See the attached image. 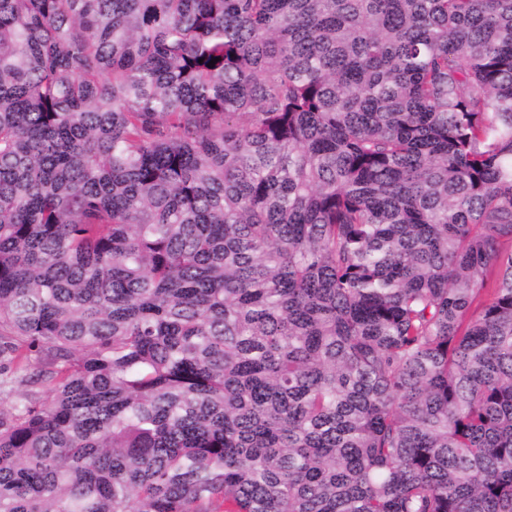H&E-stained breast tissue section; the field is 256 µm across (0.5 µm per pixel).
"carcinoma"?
I'll return each instance as SVG.
<instances>
[{
	"mask_svg": "<svg viewBox=\"0 0 512 512\" xmlns=\"http://www.w3.org/2000/svg\"><path fill=\"white\" fill-rule=\"evenodd\" d=\"M19 374L0 512H512V0H0Z\"/></svg>",
	"mask_w": 512,
	"mask_h": 512,
	"instance_id": "carcinoma-1",
	"label": "carcinoma"
}]
</instances>
